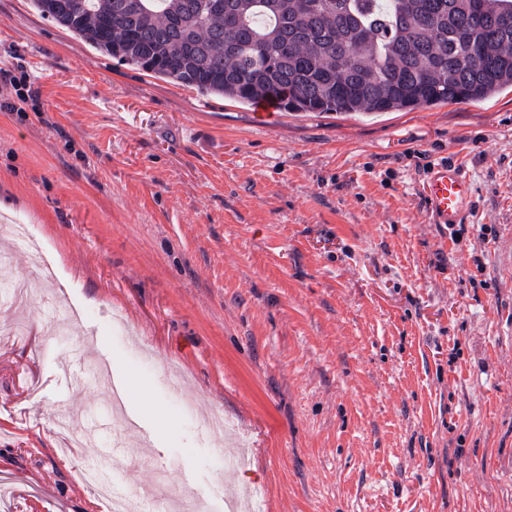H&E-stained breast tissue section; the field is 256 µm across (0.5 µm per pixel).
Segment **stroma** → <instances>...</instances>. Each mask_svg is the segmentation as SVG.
I'll return each mask as SVG.
<instances>
[{"label":"stroma","mask_w":512,"mask_h":512,"mask_svg":"<svg viewBox=\"0 0 512 512\" xmlns=\"http://www.w3.org/2000/svg\"><path fill=\"white\" fill-rule=\"evenodd\" d=\"M19 65L35 108L0 105V215L62 283L19 301L31 259L0 239V512H103L86 473L144 495L179 469L207 512L228 485L258 512H512V88L267 124L0 0ZM444 162L475 187L457 233L424 199ZM89 331L148 387L135 458L90 367L62 373Z\"/></svg>","instance_id":"1"}]
</instances>
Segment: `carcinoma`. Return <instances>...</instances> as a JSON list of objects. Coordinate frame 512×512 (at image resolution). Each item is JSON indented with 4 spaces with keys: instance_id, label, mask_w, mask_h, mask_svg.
<instances>
[{
    "instance_id": "1",
    "label": "carcinoma",
    "mask_w": 512,
    "mask_h": 512,
    "mask_svg": "<svg viewBox=\"0 0 512 512\" xmlns=\"http://www.w3.org/2000/svg\"><path fill=\"white\" fill-rule=\"evenodd\" d=\"M131 68L287 112L412 111L512 87V0H33Z\"/></svg>"
}]
</instances>
